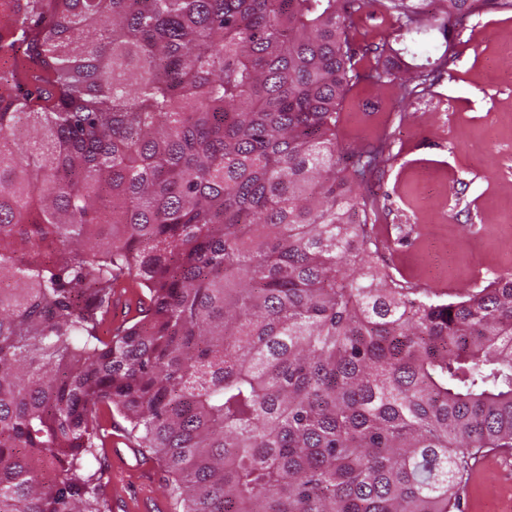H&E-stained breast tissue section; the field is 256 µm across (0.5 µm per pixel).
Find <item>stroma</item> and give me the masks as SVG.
<instances>
[{
    "label": "stroma",
    "instance_id": "1",
    "mask_svg": "<svg viewBox=\"0 0 512 512\" xmlns=\"http://www.w3.org/2000/svg\"><path fill=\"white\" fill-rule=\"evenodd\" d=\"M425 0L412 30L373 7L360 44L386 37L405 49L416 95L362 82L346 99L338 139L357 149L385 139L391 159L367 174L365 193L388 232L377 261L420 288L459 293L512 271V9L480 0L444 26Z\"/></svg>",
    "mask_w": 512,
    "mask_h": 512
}]
</instances>
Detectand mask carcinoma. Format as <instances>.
I'll return each mask as SVG.
<instances>
[{"instance_id":"carcinoma-1","label":"carcinoma","mask_w":512,"mask_h":512,"mask_svg":"<svg viewBox=\"0 0 512 512\" xmlns=\"http://www.w3.org/2000/svg\"><path fill=\"white\" fill-rule=\"evenodd\" d=\"M420 2L0 3V512H112L105 406L172 512H454L474 449L512 448V272L380 267L384 146L336 140L353 87L398 82L357 13ZM137 310L136 299L127 292V295L117 293L112 301V307L104 315V326L112 328L120 326Z\"/></svg>"}]
</instances>
